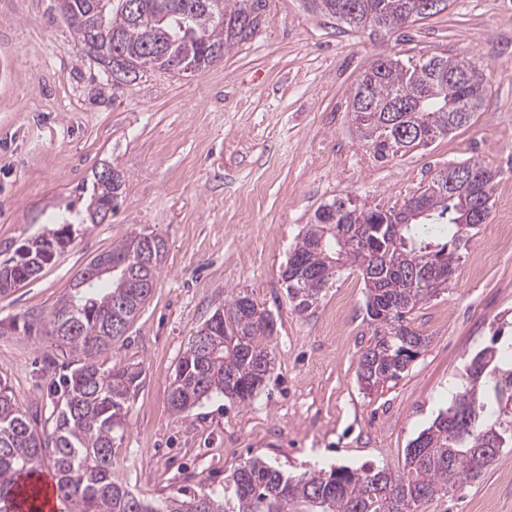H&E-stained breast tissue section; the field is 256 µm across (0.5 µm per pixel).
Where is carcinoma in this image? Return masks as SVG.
I'll use <instances>...</instances> for the list:
<instances>
[{
    "mask_svg": "<svg viewBox=\"0 0 512 512\" xmlns=\"http://www.w3.org/2000/svg\"><path fill=\"white\" fill-rule=\"evenodd\" d=\"M67 0L75 46L116 83L136 80L139 59L155 57L153 67L171 69L182 60L211 66L254 32L265 0ZM314 13L354 27L401 29L423 0H306ZM456 58L441 56L421 65L398 57L374 60L354 87L357 104L368 84L374 111L383 113L399 99L402 121L385 131L379 150L425 146L468 126L481 111L488 85L482 71L451 77ZM478 183L448 193L439 173L418 196L401 207L351 204L338 199L323 206L304 227L283 273L288 297L307 310L336 269L350 265L364 280L367 316L375 324L374 345L359 359L358 380L371 391L398 380L426 338L409 327L407 316L428 295L443 290L460 259V245L480 226L473 220V197L489 202L496 174L473 162ZM106 165L94 173L89 219L100 223L117 207L126 177L113 181ZM69 219L28 247L26 259L0 262V295L34 279L43 265L72 242ZM166 245L162 238L131 233L111 250L95 256L117 260L112 285L97 278L62 299L48 315L47 335L77 357L63 381L52 432H40L15 403L0 378V512L26 507L38 512L37 491L24 480L50 465L57 495L66 512H418L420 504L445 496L457 484L474 481L490 462L476 448H512V342L487 347L471 357L467 384L406 449L404 469L394 474L364 464L332 467L287 476L277 467L251 459L224 484L185 499L147 500L129 491L112 471L114 432L123 427L130 401L142 384V369L118 361L110 368L98 357L120 339L152 295ZM202 351L189 346L169 393L177 414L221 394L240 404L251 402L274 366L271 317L250 295L238 292L225 312L215 311L196 335Z\"/></svg>",
    "mask_w": 512,
    "mask_h": 512,
    "instance_id": "obj_1",
    "label": "carcinoma"
}]
</instances>
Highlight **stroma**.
<instances>
[{
    "mask_svg": "<svg viewBox=\"0 0 512 512\" xmlns=\"http://www.w3.org/2000/svg\"><path fill=\"white\" fill-rule=\"evenodd\" d=\"M73 39L56 0H0V261L85 208L103 163L126 176L114 214L76 224L73 245L0 297V377L17 405L51 430L69 356L37 325L93 257L136 230L163 238L167 252L152 296L99 358L143 370L113 441L124 486L151 499L220 491L255 457L290 476L365 463L402 471L409 442L465 383L470 357L512 339V238L501 233L512 225V0H448L404 32L375 34L302 0H266L256 32L221 62L192 76L151 69L117 90ZM380 55L471 57L488 78L483 110L428 145L378 156L350 94ZM469 160L497 173L489 218L461 247L450 288L413 311L427 343L409 369L364 390L358 362L374 326L362 275L337 270L295 310L282 274L298 235L334 200L400 205ZM243 290L274 320L273 370L249 404L214 395L174 413L180 359ZM419 512H512V448Z\"/></svg>",
    "mask_w": 512,
    "mask_h": 512,
    "instance_id": "35a3bbf8",
    "label": "stroma"
}]
</instances>
